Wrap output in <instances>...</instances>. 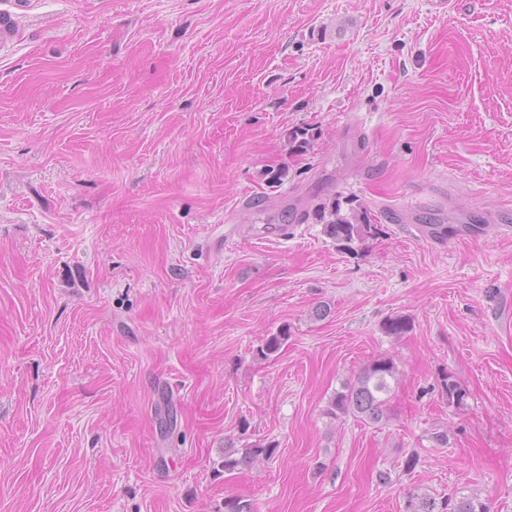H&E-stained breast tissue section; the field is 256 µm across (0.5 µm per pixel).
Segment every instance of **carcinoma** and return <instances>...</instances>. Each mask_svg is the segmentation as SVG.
I'll return each instance as SVG.
<instances>
[{"label":"carcinoma","instance_id":"obj_1","mask_svg":"<svg viewBox=\"0 0 512 512\" xmlns=\"http://www.w3.org/2000/svg\"><path fill=\"white\" fill-rule=\"evenodd\" d=\"M316 212L324 224V232L348 250L355 239H361L371 233L367 212L343 215L334 202L317 204ZM409 322L402 316L388 318L384 330L390 336H401L407 332ZM288 342V327L266 337L256 350V356L269 359L280 353ZM398 369L388 357H378L366 365L354 379L342 385L328 401L325 409L327 417L339 420L354 416L368 424L383 425L389 420V406L397 380ZM441 390L448 396V404H459L465 397V391L452 376L441 379ZM274 446L254 443L243 448L229 445L224 448L221 468L230 474L243 467L269 460ZM406 512H490L489 504L476 495H450L437 499L426 492H412L406 503Z\"/></svg>","mask_w":512,"mask_h":512}]
</instances>
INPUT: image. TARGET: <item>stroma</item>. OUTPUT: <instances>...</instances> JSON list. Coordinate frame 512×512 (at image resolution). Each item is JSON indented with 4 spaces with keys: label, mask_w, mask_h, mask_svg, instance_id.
Listing matches in <instances>:
<instances>
[{
    "label": "stroma",
    "mask_w": 512,
    "mask_h": 512,
    "mask_svg": "<svg viewBox=\"0 0 512 512\" xmlns=\"http://www.w3.org/2000/svg\"><path fill=\"white\" fill-rule=\"evenodd\" d=\"M26 2L0 0V512H512V0ZM324 200L376 231L339 249ZM380 356L389 421L327 418ZM288 329L281 328L278 332L267 336L261 345L256 350V356L261 359H270L273 356H277L281 349L288 342ZM274 453V446L263 443L246 445L244 448H234L233 445L225 446L221 468L224 474H231L243 467L251 466L258 462L268 461ZM486 500L478 495H448L437 499L426 492H412L406 503V512H490Z\"/></svg>",
    "instance_id": "stroma-1"
}]
</instances>
